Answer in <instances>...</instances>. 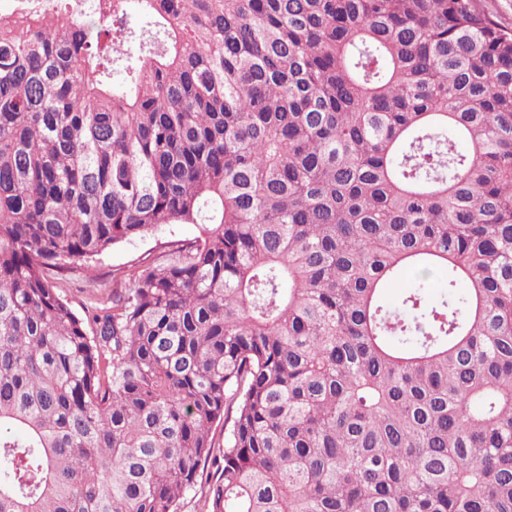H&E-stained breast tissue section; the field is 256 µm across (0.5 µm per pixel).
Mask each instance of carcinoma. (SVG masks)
<instances>
[{"mask_svg":"<svg viewBox=\"0 0 512 512\" xmlns=\"http://www.w3.org/2000/svg\"><path fill=\"white\" fill-rule=\"evenodd\" d=\"M16 2L0 512H181L208 465L201 512H512V30L476 0ZM161 224L198 235L83 317L55 292ZM406 267L441 300L385 299Z\"/></svg>","mask_w":512,"mask_h":512,"instance_id":"1","label":"carcinoma"}]
</instances>
